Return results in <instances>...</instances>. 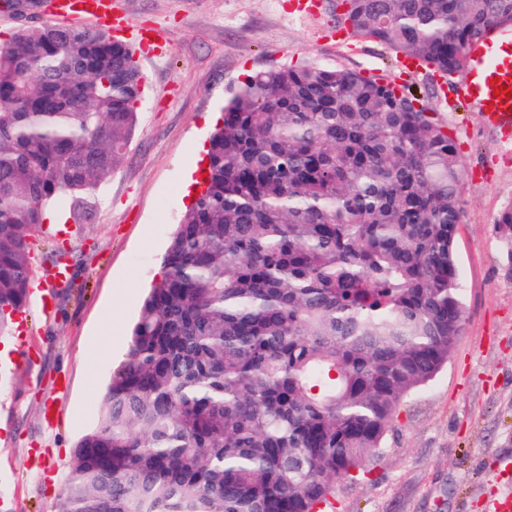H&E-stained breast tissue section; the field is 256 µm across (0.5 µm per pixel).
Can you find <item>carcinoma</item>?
<instances>
[{
  "label": "carcinoma",
  "instance_id": "carcinoma-1",
  "mask_svg": "<svg viewBox=\"0 0 512 512\" xmlns=\"http://www.w3.org/2000/svg\"><path fill=\"white\" fill-rule=\"evenodd\" d=\"M351 34L454 74L512 0H341ZM128 45L14 29L0 52V335L29 301L47 208L85 219L136 128ZM77 441L56 512H323L463 329L467 170L448 126L379 77L247 78ZM497 233L512 246V203Z\"/></svg>",
  "mask_w": 512,
  "mask_h": 512
}]
</instances>
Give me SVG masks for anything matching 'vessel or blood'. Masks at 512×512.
I'll return each instance as SVG.
<instances>
[{
	"label": "vessel or blood",
	"mask_w": 512,
	"mask_h": 512,
	"mask_svg": "<svg viewBox=\"0 0 512 512\" xmlns=\"http://www.w3.org/2000/svg\"><path fill=\"white\" fill-rule=\"evenodd\" d=\"M56 17L71 21L95 20L99 28L115 25L111 0H55ZM471 78L463 89L466 99L476 103L487 124L497 127L502 136L512 135V99L493 95L492 80L512 88V39H485L473 43L467 51Z\"/></svg>",
	"instance_id": "b4317fda"
}]
</instances>
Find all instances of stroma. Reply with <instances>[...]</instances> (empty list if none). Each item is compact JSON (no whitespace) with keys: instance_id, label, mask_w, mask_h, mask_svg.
Listing matches in <instances>:
<instances>
[{"instance_id":"obj_1","label":"stroma","mask_w":512,"mask_h":512,"mask_svg":"<svg viewBox=\"0 0 512 512\" xmlns=\"http://www.w3.org/2000/svg\"><path fill=\"white\" fill-rule=\"evenodd\" d=\"M336 0L313 12L288 0H113L131 28L157 27L159 47L138 49V122L123 162L103 182L88 219L70 224L71 277L33 283L26 359L0 362V498L9 512H55L77 440L94 427L112 368L168 239L200 179L204 149L228 93L285 63L342 65L409 88L452 129L467 169L455 248L466 324L447 364L400 407L366 475L336 484V512H490L512 490V260L494 224L512 201V150L461 91L401 75L395 54L359 37L339 40Z\"/></svg>"}]
</instances>
